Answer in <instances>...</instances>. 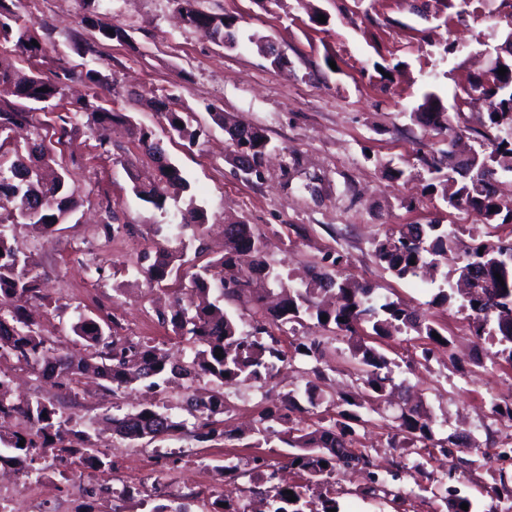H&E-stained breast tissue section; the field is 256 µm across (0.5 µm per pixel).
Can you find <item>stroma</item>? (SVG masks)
<instances>
[{
  "mask_svg": "<svg viewBox=\"0 0 512 512\" xmlns=\"http://www.w3.org/2000/svg\"><path fill=\"white\" fill-rule=\"evenodd\" d=\"M43 48L31 57L14 43L0 41V64L35 71L60 82L63 94L35 110V123L46 138L60 126L68 134L56 147L58 163L68 169L69 188L79 202L73 220L44 238L24 224L11 225L12 243L30 256L47 303H33L31 313L57 353L81 357L82 344L71 331L75 306H88L94 317L116 321L119 335L150 338L163 344L172 359L189 361L191 351L162 324L158 312L167 291L147 285L134 267L154 251L153 225L170 223L188 206L201 208L206 222L203 260L220 256L224 224L255 225L263 235L264 258L283 276L297 281L327 252L344 255L343 273L372 284L378 294L398 301L438 323L453 339L451 349H434L423 360V338L396 335L378 339L379 348L397 362L396 382L413 386L435 419L434 446L417 454L391 447L397 405L364 410L355 450L367 454L373 471L337 468L325 493L310 491L305 512H320L323 496L335 498L340 512H442L446 489L457 483L478 512L496 506L512 512V498L493 502L489 489L499 468L498 453L512 446V422L491 411V400L512 401V364L498 356L491 342H476L468 311L433 305L436 288L421 279H397L374 256L377 240L400 224H461L491 240H512V224H484L476 212L453 209L439 195L424 192L431 177L423 157L448 148L445 135L412 117L424 92L433 91L445 107L467 86L472 71L483 66L478 51L502 41L508 14L501 0H469L463 15L447 20L421 17L415 0H198L200 9L235 17L238 42L219 46L184 24L175 0H7ZM122 27L124 41H104L83 23L87 11ZM278 47L282 61L259 52L255 38ZM457 45L445 54L446 43ZM100 72L92 87L87 70ZM127 114L132 123L153 131L170 161L189 182V191L173 196L166 210L136 198L131 176L147 181L156 175L128 126L114 125L109 144H101L89 114L69 119L76 99ZM174 102L195 142L172 136L155 104ZM224 113L244 127L258 128L273 154L261 181L238 175L228 157L232 146L213 120ZM131 123V124H132ZM404 169L392 179L391 168ZM120 228L105 234L106 209ZM318 328L281 335L292 358L281 374L261 386L242 385L224 394L225 434L199 442L170 437L153 443L121 446L98 419L111 399L93 378L82 379L76 393L59 390L14 360L0 361L16 396L39 400L96 423L92 440L108 450L112 469L90 473L91 482L130 480L127 465L137 457L153 458L155 471L132 480L129 497L97 500L79 495L77 476L54 474L42 491L44 512H151L170 501L185 502L190 512H217L227 504L234 512L261 500L263 485L224 472L229 457L280 471L285 485H303L307 476L288 464L290 449L264 442L251 433L259 411L278 403L282 393L303 386L309 358L294 354L299 337ZM327 391L355 389L348 344L325 345ZM470 434L486 453L478 469L450 470L440 448L448 434ZM395 472L388 487L398 500L368 496L371 473Z\"/></svg>",
  "mask_w": 512,
  "mask_h": 512,
  "instance_id": "stroma-1",
  "label": "stroma"
}]
</instances>
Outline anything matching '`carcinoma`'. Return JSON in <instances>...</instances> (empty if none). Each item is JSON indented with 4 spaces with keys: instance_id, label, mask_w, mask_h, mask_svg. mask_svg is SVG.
I'll use <instances>...</instances> for the list:
<instances>
[{
    "instance_id": "obj_1",
    "label": "carcinoma",
    "mask_w": 512,
    "mask_h": 512,
    "mask_svg": "<svg viewBox=\"0 0 512 512\" xmlns=\"http://www.w3.org/2000/svg\"><path fill=\"white\" fill-rule=\"evenodd\" d=\"M183 20L219 46L224 41L236 42L234 19L224 15H210L195 6V0H177ZM104 40L123 41L125 30L112 23L94 20ZM0 40L13 41L25 52L36 55L41 46L32 45L27 26L0 0ZM508 58H495L491 66L504 67L507 72L499 82H489L485 74H477L456 98V106L466 98L478 94L488 103L487 131L480 134L479 148L470 150L465 164L453 154L424 160L437 172L448 164V179L442 183V198L448 207H465L480 214L488 225L502 221L512 223V207L503 203L496 187L489 180L512 174V50ZM0 93L24 100L30 104H48L61 95L59 84L37 72H23L0 68ZM33 108L22 109L9 102L0 106V134L22 126H34ZM90 112L99 140L106 141L107 130L114 122H128L130 117L105 108H93L85 101L76 103L73 115ZM169 133L194 142L195 133L184 124L182 113L164 104L160 108ZM415 118L426 127L448 135L453 146L461 139L462 130L454 124V117L446 112L441 98L434 92L423 95ZM234 150L246 147L252 161L261 166L268 147V138L260 130L247 136L227 128ZM139 144L154 157L157 177L149 182L133 181L135 196L154 208H165L171 194L183 192L187 183L171 163L162 162L163 152L152 141V131L134 127ZM0 144V194L12 198L14 207L6 218L0 219V359L12 357L53 380L64 391L79 384L80 376L92 373L102 381L103 395L118 398L137 382L150 380L147 388L159 389L171 377L180 376L189 382L183 395L181 409L194 419H176L169 405L149 404L135 410H123L112 405L113 433L132 444L143 439L154 440L175 433L201 438L217 432L224 413L222 387L266 382L279 371V364L288 362V355L280 348L274 331H285L288 325H304L305 319L315 321V327L331 334V339H342L350 345L352 374L361 386L343 393L333 405L339 408L337 417L312 429L289 426L291 414L317 408L326 400L321 381L324 379V337L307 336L297 343L295 353L310 358L314 365L308 371L304 390L293 389L282 396L281 404L259 415L258 434L264 441L279 439L300 453L290 459V465L310 477L328 476L338 465L339 452L352 446L358 427L365 424L360 410L369 403L381 400L387 391L395 388L389 371L392 364L384 353L367 344L373 336H393L415 333L429 341L423 348V359H429L431 346L449 347L451 339L442 334L436 322L419 319L397 301L381 298L368 283L339 273L341 255L328 253L322 257L319 270L301 286L286 283L281 275L267 266L242 267L238 258L244 254H260L263 236L251 224L224 225V256L213 264L191 265L179 277L171 316L160 315L162 322L172 328L175 336L191 345L194 355L187 365L174 363L150 340L120 336L107 323H102L84 311L76 310L72 331L89 350V356L74 364L65 357L49 359L52 347L33 322L25 315V303L39 297L38 279L29 268L27 257L14 247L7 234L12 224H26L43 237H49L56 226L63 224L77 209V202L68 186L69 172L57 165L53 149L39 138L25 149L3 151ZM204 214L192 207L181 214L176 225H158L154 233L163 230L182 231L201 227ZM468 229L439 223L402 224L384 235L375 244V257L398 279L428 277L438 284L432 304L444 307L454 305L471 312V330L477 339L491 337L501 346L499 354L512 362V259L503 256L512 246L502 242L474 240L467 250L458 252L459 236ZM474 267L476 288L465 296L452 283L461 275L462 266ZM187 261L180 248L159 246L153 260L143 269L149 285H163L179 272ZM502 281H497L495 274ZM243 301L249 305L250 330L245 332L224 304ZM441 335V339L432 334ZM221 356H215V353ZM214 382L217 390L201 393L197 383ZM18 415L38 427L45 444L50 448H64L67 438L73 436L90 448L91 436L81 429L82 423L65 416L56 408L40 401L16 402L6 377L0 376V417ZM392 435L394 448H414L433 439L432 418L421 405L400 409L395 417ZM5 449L25 454L36 447L33 440L15 432L5 440ZM327 466H321V463ZM293 491L296 500L288 501L285 490ZM273 512H304L301 501L303 487L299 485L270 487ZM468 504V510L461 509ZM446 504L450 512H473L471 500L461 491L448 487Z\"/></svg>"
}]
</instances>
